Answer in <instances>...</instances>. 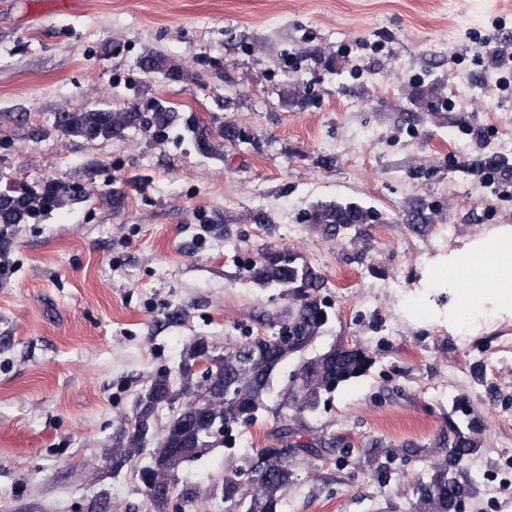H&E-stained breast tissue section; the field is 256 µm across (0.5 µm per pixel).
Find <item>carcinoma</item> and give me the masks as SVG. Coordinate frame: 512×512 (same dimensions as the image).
Listing matches in <instances>:
<instances>
[{
	"label": "carcinoma",
	"mask_w": 512,
	"mask_h": 512,
	"mask_svg": "<svg viewBox=\"0 0 512 512\" xmlns=\"http://www.w3.org/2000/svg\"><path fill=\"white\" fill-rule=\"evenodd\" d=\"M175 112L158 105L152 106L150 117L134 109L121 112L90 110L63 112V132L88 140H108L127 130L155 127L158 135L165 133L174 121ZM184 131L196 146L205 152L214 148V141H232L235 136L228 127L217 129L202 122L191 113L181 118ZM87 199L86 188L74 182L56 180L45 189L19 194L0 192V225L13 228L41 212H51ZM375 219L371 213L353 204L324 203L306 214L310 224H322L332 236L345 222L364 224ZM248 278L263 286L297 289L300 304L288 311L279 333H296L290 342L276 337L250 339L233 350L219 353L212 350L204 355L201 340L189 346L183 356L182 366L191 367L198 359L205 358L208 367L201 381L192 384V376L183 374L184 385L173 389L166 374L157 375L142 399L132 420L131 428L151 427L155 409L173 405L187 397L152 449V465L139 472L145 490L151 487L171 486L175 469L214 444L216 435L239 421L252 422L262 406L263 394L269 389L271 376L277 366L291 355L304 352L317 338L327 321L322 301L316 296L321 288V276L309 267H299L287 252H264L247 266ZM372 361L365 350L358 346L331 348L322 355L304 362L295 383L276 409V427L270 434L268 445L260 450L264 460L265 476L252 486V494L245 497L238 484L239 473L224 475V503L227 512H277L282 493L292 482L293 472L289 461L298 454L317 455L313 445L296 440L293 423L304 414L315 411L323 393L333 391L339 384L363 375ZM143 444L133 434L124 435L112 455L113 465L119 467L142 451ZM437 448L446 455V462L433 466L426 481L419 487V499L411 505V512H451L456 506L463 486L455 468L471 451L469 442L452 426L450 434L437 442ZM250 503H245V500Z\"/></svg>",
	"instance_id": "1"
}]
</instances>
